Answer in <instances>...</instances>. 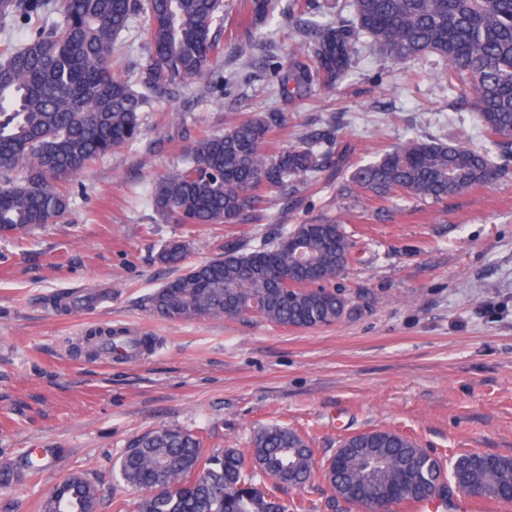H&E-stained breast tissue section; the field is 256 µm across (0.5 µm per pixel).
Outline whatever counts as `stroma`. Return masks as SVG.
Here are the masks:
<instances>
[{"mask_svg": "<svg viewBox=\"0 0 512 512\" xmlns=\"http://www.w3.org/2000/svg\"><path fill=\"white\" fill-rule=\"evenodd\" d=\"M222 42L255 34L260 55L283 57L299 35L282 15L254 28L241 0H224ZM333 97L320 88L294 103L262 69L231 53L222 84L152 98L139 141L96 159L67 185L57 223L0 237V462L11 463L0 512H37L43 495L79 471L99 488V512L134 493L112 469L147 431L175 425L210 433L215 448L248 451L254 432L278 423L310 441L318 464L344 437L390 429L430 454L512 458V180L475 187L434 206L348 193L353 166L408 136L481 144L480 118L457 110L431 62L405 66L368 54ZM176 112L181 126L164 127ZM282 112L290 134L323 129L335 116L349 149L287 207L272 196L251 224H208L185 234L150 205L154 180L181 164L187 139L223 132L229 119ZM343 221L357 239L336 286L351 300L338 323L284 328L257 317L172 321L153 315L150 294L179 276L157 255L188 236L185 266L224 253L228 241L272 243L283 224ZM59 295L83 305L57 310ZM93 327L155 337L139 359L106 361L79 350ZM45 448L44 467L30 449Z\"/></svg>", "mask_w": 512, "mask_h": 512, "instance_id": "stroma-1", "label": "stroma"}]
</instances>
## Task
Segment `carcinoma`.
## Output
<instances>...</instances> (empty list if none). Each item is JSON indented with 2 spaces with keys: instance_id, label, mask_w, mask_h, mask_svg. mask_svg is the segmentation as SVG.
<instances>
[{
  "instance_id": "1",
  "label": "carcinoma",
  "mask_w": 512,
  "mask_h": 512,
  "mask_svg": "<svg viewBox=\"0 0 512 512\" xmlns=\"http://www.w3.org/2000/svg\"><path fill=\"white\" fill-rule=\"evenodd\" d=\"M303 40L274 70L291 101L318 85L327 94L353 67V39L396 65L428 57L437 77L460 91L461 105L480 116L485 144L409 137L376 160L355 167L353 188L376 197L399 195L434 205L476 186L512 177V0H352L354 22L309 19L318 0H295ZM278 4L250 0L252 22ZM58 13L59 22H48ZM140 20L151 50L140 65L138 91L114 67L117 39ZM20 22L25 34L0 53V236L64 216L59 183L96 157L142 136L150 94L189 82L210 89L223 51V0H0V25ZM252 38L233 43L254 60ZM282 112L234 120L221 134L188 139L182 166L153 183L150 201L164 221L187 232L203 224H251L276 192L299 187L334 164L321 149L328 133L283 147ZM356 242L343 225L312 220L281 225L276 242L247 249L236 241L224 255L193 266L149 298L165 319L190 321L257 316L293 328L332 325L350 301L333 283ZM186 243L175 239L159 261L179 266ZM209 437L175 426L141 435L117 463L120 480L137 493L132 512H302L287 491L322 479L349 507L388 499L415 505L460 492L512 502V458L462 453L446 463L409 436L375 429L339 442L341 462L317 465L298 431L271 424L253 436L249 454L208 448ZM269 482H257L258 474ZM99 489L72 472L41 499L39 512H97Z\"/></svg>"
}]
</instances>
